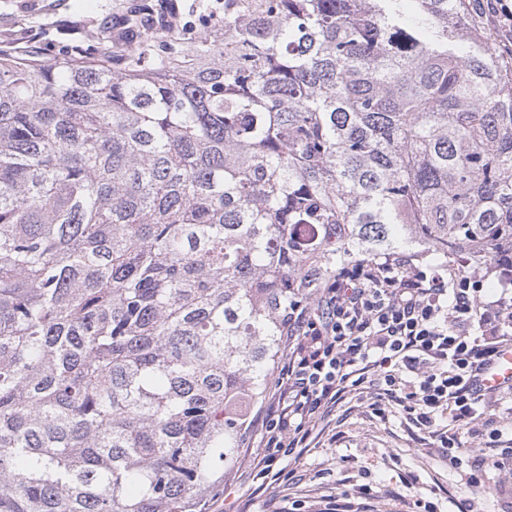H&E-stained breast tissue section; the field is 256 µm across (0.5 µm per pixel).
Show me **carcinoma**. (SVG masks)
Returning a JSON list of instances; mask_svg holds the SVG:
<instances>
[{"label":"carcinoma","mask_w":512,"mask_h":512,"mask_svg":"<svg viewBox=\"0 0 512 512\" xmlns=\"http://www.w3.org/2000/svg\"><path fill=\"white\" fill-rule=\"evenodd\" d=\"M478 0L144 8L0 49V512H188L288 307L354 255L512 245V51ZM168 3L178 6V9L182 14L183 19L185 20V25L196 24L200 14L211 9L210 6L215 7L217 4L212 0L204 2H202L201 0H176L169 1ZM191 5L192 7H190ZM195 7H197V9Z\"/></svg>","instance_id":"1"}]
</instances>
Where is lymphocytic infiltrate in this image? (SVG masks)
<instances>
[{"mask_svg":"<svg viewBox=\"0 0 512 512\" xmlns=\"http://www.w3.org/2000/svg\"><path fill=\"white\" fill-rule=\"evenodd\" d=\"M497 278V295L485 283ZM512 342V246L494 260L420 265L388 253L341 269L310 300L290 306L288 331L264 424L258 463L278 465L309 447L319 419L354 393L373 414L399 407L440 448L467 487L512 471V386L476 379ZM478 447H467V436Z\"/></svg>","mask_w":512,"mask_h":512,"instance_id":"lymphocytic-infiltrate-1","label":"lymphocytic infiltrate"}]
</instances>
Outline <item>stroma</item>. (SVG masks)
<instances>
[{
    "instance_id": "1",
    "label": "stroma",
    "mask_w": 512,
    "mask_h": 512,
    "mask_svg": "<svg viewBox=\"0 0 512 512\" xmlns=\"http://www.w3.org/2000/svg\"><path fill=\"white\" fill-rule=\"evenodd\" d=\"M133 2L0 0V48L33 45L44 58H54L71 39L122 21ZM268 411L265 399L254 408L243 448L225 466L223 480L198 502L199 512H288L344 491L355 512H410L420 498L436 503L440 512H457L465 500L475 512H512V477H494L485 492L471 494L403 414L377 417L353 395L320 421L312 448L284 461L289 479L272 481L255 469L251 455ZM366 485L375 498L361 497Z\"/></svg>"
}]
</instances>
